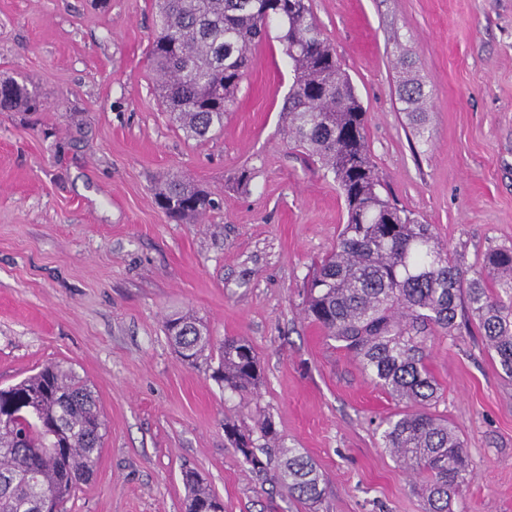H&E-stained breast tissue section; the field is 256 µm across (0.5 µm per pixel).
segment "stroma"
Listing matches in <instances>:
<instances>
[{"label": "stroma", "mask_w": 512, "mask_h": 512, "mask_svg": "<svg viewBox=\"0 0 512 512\" xmlns=\"http://www.w3.org/2000/svg\"><path fill=\"white\" fill-rule=\"evenodd\" d=\"M367 112L382 192L431 224L462 270L512 245V0H307ZM154 0H0V79L38 91L0 112V388L50 361L95 391L101 458L67 512H185L197 471L224 512H427L420 479L380 444L401 409L303 312L301 289L334 249L345 206L283 133L292 82L277 28L253 51L224 130L186 138L154 88ZM430 93L416 143L398 99L400 54ZM179 170L220 200L188 223L155 204ZM248 172L247 189L236 177ZM190 312L214 340L246 339L257 394L190 367L164 329ZM432 413L467 443L473 478L454 512H512V381L476 328L428 343ZM272 418L317 464L314 508L253 475L224 435Z\"/></svg>", "instance_id": "obj_1"}]
</instances>
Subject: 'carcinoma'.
I'll return each instance as SVG.
<instances>
[{"label":"carcinoma","mask_w":512,"mask_h":512,"mask_svg":"<svg viewBox=\"0 0 512 512\" xmlns=\"http://www.w3.org/2000/svg\"><path fill=\"white\" fill-rule=\"evenodd\" d=\"M290 0H159L150 60L169 122L187 138L206 140L224 129L252 49L268 37V23L293 72L284 102V132L332 177L346 221L336 248L306 281V318L358 361L364 373L405 403L385 422L382 447L422 479L429 512H453L473 477L456 426L429 411L437 383L426 363L427 341L453 335L457 317L477 319L501 375L512 379V246L490 245L467 276L413 213L385 199L366 138V113L336 53L306 4ZM415 137L428 139L429 93L402 64L397 87ZM35 92L0 81V112L35 110ZM155 200L175 220H192L215 206L207 192L179 172L155 187ZM180 358L218 361L214 381L241 395L261 380L253 347L238 338L214 344L191 313L165 322ZM105 423L94 392L62 362L45 365L0 389V512H64V503L97 466ZM227 439L251 471L275 477L288 498L315 503L323 493L314 461L261 424L254 439L224 425ZM40 446L32 455L28 449ZM187 512L222 502L194 472L185 473Z\"/></svg>","instance_id":"carcinoma-1"}]
</instances>
